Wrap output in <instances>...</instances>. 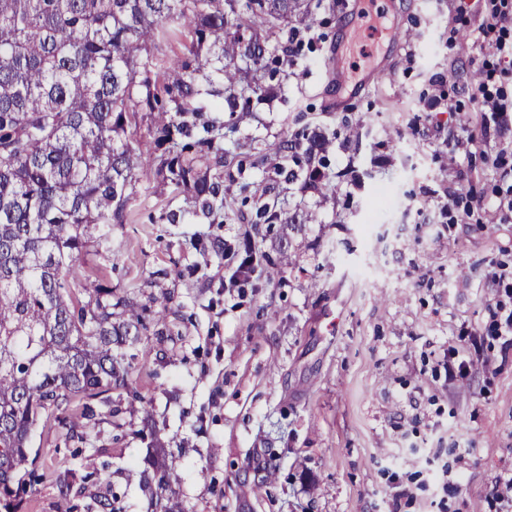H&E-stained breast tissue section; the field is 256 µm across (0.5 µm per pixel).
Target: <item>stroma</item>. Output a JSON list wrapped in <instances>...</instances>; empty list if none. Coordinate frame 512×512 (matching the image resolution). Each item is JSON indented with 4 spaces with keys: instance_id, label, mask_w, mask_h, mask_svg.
Returning <instances> with one entry per match:
<instances>
[{
    "instance_id": "obj_1",
    "label": "stroma",
    "mask_w": 512,
    "mask_h": 512,
    "mask_svg": "<svg viewBox=\"0 0 512 512\" xmlns=\"http://www.w3.org/2000/svg\"><path fill=\"white\" fill-rule=\"evenodd\" d=\"M352 0H322L301 31V52L279 98L240 125L253 154L303 124L350 125L360 149L335 146L338 195L293 187L305 220L283 242L292 265L253 286L224 285L225 241L246 230L223 212L189 213L154 172L140 174L125 223L81 257L117 294L169 314L137 345L133 377L143 416L164 441L186 512H440L422 487V458L449 469L447 512H496L493 487L512 473V351L488 331L512 297V215L480 200L512 189L496 173L495 145L512 140L482 108L512 103V61L481 33L485 0H391L397 42L385 78L355 89L325 84L324 63L356 25ZM481 146L449 152L461 127ZM457 193L449 200L448 191ZM477 330L482 347L464 344ZM472 360L448 378L449 347ZM42 480L23 512H59L58 478L112 448V488L125 512H146L129 470L145 442L117 438L100 415L83 453L38 421L31 436Z\"/></svg>"
}]
</instances>
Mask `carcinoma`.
<instances>
[{
    "instance_id": "carcinoma-1",
    "label": "carcinoma",
    "mask_w": 512,
    "mask_h": 512,
    "mask_svg": "<svg viewBox=\"0 0 512 512\" xmlns=\"http://www.w3.org/2000/svg\"><path fill=\"white\" fill-rule=\"evenodd\" d=\"M312 0H0V512H19L35 491L29 446L46 418L84 441L93 408L112 392L138 396L131 352L148 331L138 305L81 271L91 241L122 224L140 173L156 168L176 192H189L203 213L224 207L221 175L190 154L227 166L239 148L236 114L288 78L300 43L279 42L287 26L309 25ZM178 38L187 56L155 70L154 52ZM222 99L203 134L189 118ZM152 119V146L132 145L140 113ZM333 140L303 125L268 145L251 165L266 181L238 186L241 203L256 200L252 232L224 242L234 263L226 288L252 282L261 262L262 227L300 223L278 191L298 180L338 193L343 175L330 170ZM166 449L153 438L135 468L156 512L169 504ZM68 512L90 498L87 512H121L110 463L59 479Z\"/></svg>"
}]
</instances>
